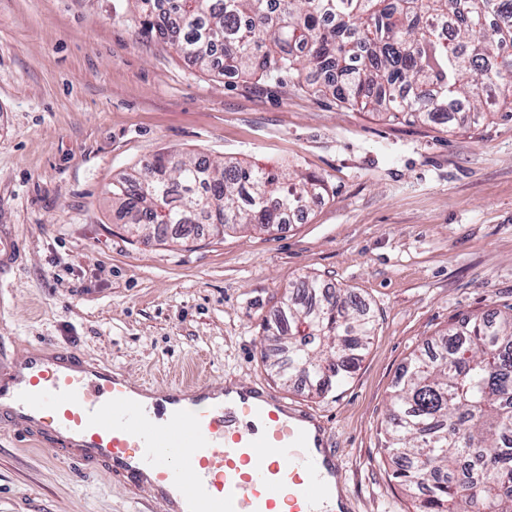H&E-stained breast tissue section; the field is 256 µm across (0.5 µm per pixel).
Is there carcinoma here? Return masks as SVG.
Here are the masks:
<instances>
[{
	"label": "carcinoma",
	"mask_w": 512,
	"mask_h": 512,
	"mask_svg": "<svg viewBox=\"0 0 512 512\" xmlns=\"http://www.w3.org/2000/svg\"><path fill=\"white\" fill-rule=\"evenodd\" d=\"M142 30L201 68L299 85L408 122L512 114V0H131ZM324 190L297 169L159 153L122 175L132 236L220 235L291 223ZM263 362L317 395L352 377L375 329L354 293L287 289ZM384 451L413 512H512V305L468 317L393 385Z\"/></svg>",
	"instance_id": "carcinoma-1"
}]
</instances>
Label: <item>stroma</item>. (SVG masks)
<instances>
[{"mask_svg": "<svg viewBox=\"0 0 512 512\" xmlns=\"http://www.w3.org/2000/svg\"><path fill=\"white\" fill-rule=\"evenodd\" d=\"M292 167L326 185L293 223L163 242L128 234L112 184L161 152ZM0 339L74 347L152 384L274 386L261 352L289 285L356 293L376 321L320 411L351 512H412L379 463L410 355L512 304V119L389 120L290 80L201 71L141 33L130 0H0ZM108 479L0 428V512H149Z\"/></svg>", "mask_w": 512, "mask_h": 512, "instance_id": "obj_1", "label": "stroma"}]
</instances>
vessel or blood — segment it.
<instances>
[{"mask_svg":"<svg viewBox=\"0 0 512 512\" xmlns=\"http://www.w3.org/2000/svg\"><path fill=\"white\" fill-rule=\"evenodd\" d=\"M0 423L158 512H332L330 430L261 383L147 387L78 350L0 352Z\"/></svg>","mask_w":512,"mask_h":512,"instance_id":"obj_1","label":"vessel or blood"}]
</instances>
